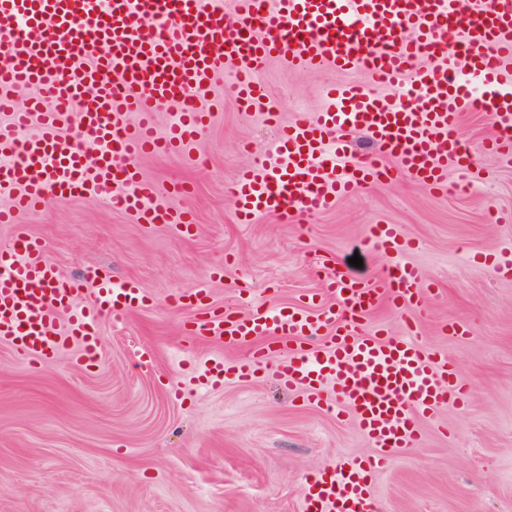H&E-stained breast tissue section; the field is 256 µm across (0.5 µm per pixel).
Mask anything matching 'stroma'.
<instances>
[{
  "label": "stroma",
  "instance_id": "35a3bbf8",
  "mask_svg": "<svg viewBox=\"0 0 512 512\" xmlns=\"http://www.w3.org/2000/svg\"><path fill=\"white\" fill-rule=\"evenodd\" d=\"M261 80L286 123L316 112L325 84L369 78L274 61ZM232 81L225 76L216 89L223 107L193 158L140 161L156 190L190 185L169 203L194 215L192 232L146 227L91 196L50 199L24 217L64 275L102 267L136 278L149 300L124 320L102 316V357L86 370L65 355L24 365L0 342V512H302L306 478L368 456L367 439L350 415L264 379L195 390L189 361H230L239 350L192 342L188 314L172 298L219 265L224 277L209 282L210 301L242 312L318 292L324 264L377 277L388 259L369 253L365 236L379 223L415 238L406 258L432 285L420 341L447 353L472 389L468 406L424 420L422 442L376 474L379 512H512V279L472 262L512 251V223L501 221L512 213V167L482 151L491 119L464 112L460 134L475 163L469 175L449 172L446 195L404 177L291 224L270 216L242 223L230 184L273 147L277 128L239 112ZM356 254L362 267L349 263ZM454 323L468 335L445 333ZM175 386L181 398L170 397Z\"/></svg>",
  "mask_w": 512,
  "mask_h": 512
}]
</instances>
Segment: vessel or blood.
<instances>
[{
	"instance_id": "1",
	"label": "vessel or blood",
	"mask_w": 512,
	"mask_h": 512,
	"mask_svg": "<svg viewBox=\"0 0 512 512\" xmlns=\"http://www.w3.org/2000/svg\"><path fill=\"white\" fill-rule=\"evenodd\" d=\"M273 59L296 70L359 69L370 81L329 86L320 111L279 126L278 163L255 157L232 182L244 221L312 215L397 176L447 191L449 170L474 162L459 134L468 108L493 119L484 148L512 164V0H0V196L10 202L0 223L17 227L0 251V341L19 361L66 355L94 366L100 316L120 320L147 302L138 282L100 268L64 276L42 239L19 227L21 216L50 196H94L139 224L190 226L187 212L159 200L137 161L193 148L216 117L211 95L226 66L236 70L242 108L267 111L259 76ZM383 86L399 87L401 102L385 101ZM21 88L36 94L20 108ZM162 107L178 112L163 134ZM358 132L376 151L339 171ZM366 244L391 263L367 281L325 267L328 304L310 295L248 313L217 310L203 283L176 298L192 311L186 334L242 350L230 365L205 361L199 387L261 377L309 403L352 411L373 453L308 480L303 512H378L373 478L420 443L418 418L469 401L454 362L418 339L430 285L403 258L413 238L375 224ZM386 302L402 312L403 335L366 330V317Z\"/></svg>"
}]
</instances>
